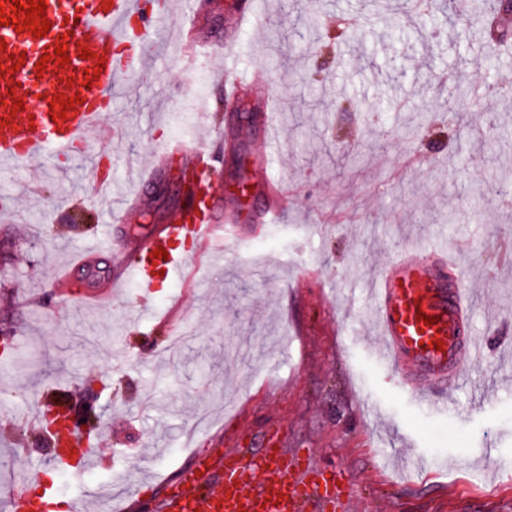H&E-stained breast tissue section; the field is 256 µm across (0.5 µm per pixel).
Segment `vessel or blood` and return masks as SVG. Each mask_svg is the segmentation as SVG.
Returning a JSON list of instances; mask_svg holds the SVG:
<instances>
[{"instance_id":"obj_1","label":"vessel or blood","mask_w":512,"mask_h":512,"mask_svg":"<svg viewBox=\"0 0 512 512\" xmlns=\"http://www.w3.org/2000/svg\"><path fill=\"white\" fill-rule=\"evenodd\" d=\"M172 13L171 0H47L45 17L52 27L38 37L12 26H0V163L29 162L42 154L68 155L84 146L91 131L102 129L118 90L130 89L131 79L151 72L165 53L164 28ZM65 43L69 61L60 64L56 43ZM91 58H81L82 49ZM45 70H38L40 58ZM98 70L99 79L86 85V73ZM72 79L68 97L81 104L67 109L66 119L51 120V89L59 80ZM262 69L231 71L225 96L248 86L265 84ZM24 102L13 110L6 96ZM221 163L215 152H202L191 143H166L156 149L155 173L171 168L189 178L192 205L189 215L164 225L133 247L112 251L115 282L135 280L143 290L140 306L149 309L158 288L160 271H172L180 259L174 244L192 239L207 245L229 237L224 227L238 223L232 205L221 204L213 186L202 185L205 172ZM163 249L167 258L155 257ZM377 319L389 344L387 357L404 370L423 369L445 377L457 374L458 354L479 357L476 344H462L467 329L469 294L454 260L444 248L423 254L402 253L378 276L375 284ZM434 317V324L419 321V314ZM442 349H435V341ZM281 438L270 436L264 447L245 452L225 449L194 461L179 484L169 487L162 512H305L317 502L321 512L336 505L334 475L311 465L308 456L287 455ZM67 453L57 455L62 470H82L98 462L95 443L71 429ZM35 472H28L7 500V512H87V499L59 497L53 486L34 494Z\"/></svg>"}]
</instances>
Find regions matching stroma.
<instances>
[{"label":"stroma","instance_id":"stroma-1","mask_svg":"<svg viewBox=\"0 0 512 512\" xmlns=\"http://www.w3.org/2000/svg\"><path fill=\"white\" fill-rule=\"evenodd\" d=\"M176 2L171 29L205 47L196 64L160 59L106 115L111 140L91 133L81 156L0 168V198L24 207L0 222V322L14 330L0 354V512L26 469L97 494L99 512H161L193 456L276 430L289 453L337 472L351 512H512V96L463 99L468 127L436 109L443 74L512 85V43L448 17V0H434V24L399 0H256L271 24L229 55L242 0ZM235 64L270 81L229 103L209 76ZM203 95L200 126L190 107ZM174 137L221 153L219 186L246 171L252 223L228 249L187 245L148 323L137 282L113 293L112 246L184 213L176 171L138 182ZM108 153L113 194L142 198L122 221L97 188L93 159ZM267 180L288 194L270 223ZM91 245L60 292L54 274ZM434 246L463 264L469 339L485 351L461 359L465 385L393 367L372 317L378 274ZM56 389L97 415L105 465L53 469L33 414Z\"/></svg>","mask_w":512,"mask_h":512}]
</instances>
